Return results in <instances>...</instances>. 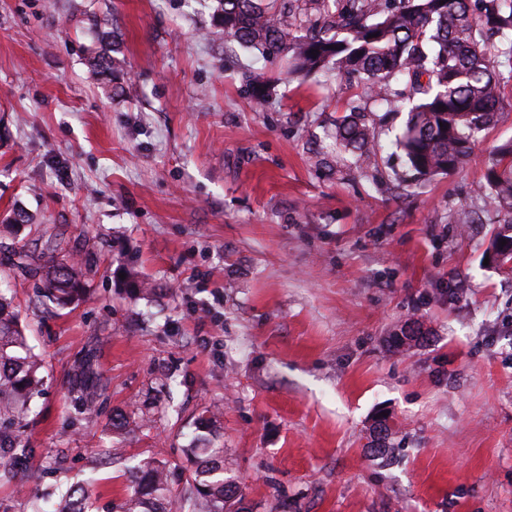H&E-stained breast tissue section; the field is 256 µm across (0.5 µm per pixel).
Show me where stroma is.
Returning a JSON list of instances; mask_svg holds the SVG:
<instances>
[{
  "mask_svg": "<svg viewBox=\"0 0 512 512\" xmlns=\"http://www.w3.org/2000/svg\"><path fill=\"white\" fill-rule=\"evenodd\" d=\"M215 6L0 0V261L47 231L93 266L66 308L40 276L4 282L43 385L21 432L33 478L0 465V512L79 484L112 512L129 467L180 471L197 436L248 512H512V271L484 262L490 214L451 221L480 210L512 89L463 167L416 180L392 145L406 113L224 42ZM354 107L382 145L367 170L330 138ZM412 328L425 342L395 348ZM87 352L90 419L69 387ZM119 413L138 428L113 433Z\"/></svg>",
  "mask_w": 512,
  "mask_h": 512,
  "instance_id": "35a3bbf8",
  "label": "stroma"
}]
</instances>
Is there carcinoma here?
Listing matches in <instances>:
<instances>
[{"label": "carcinoma", "instance_id": "cac0c4a2", "mask_svg": "<svg viewBox=\"0 0 512 512\" xmlns=\"http://www.w3.org/2000/svg\"><path fill=\"white\" fill-rule=\"evenodd\" d=\"M224 39L286 60L288 75L334 69L366 82L369 96L400 103L409 118L395 139L419 178L451 174L470 157L472 144L499 110L512 85V0H217ZM332 138L376 164L380 146L361 119L337 120ZM487 211L498 217L489 262L512 268V140L497 147L480 188ZM507 241L501 245V241ZM44 290L66 305L83 292L85 274L74 263L49 259ZM43 378L12 300L0 289V448L20 440L12 428L30 415ZM82 413H96L97 375L89 358L72 375ZM189 476L175 496L168 470L148 460L130 470L134 493L120 512H245L243 487L224 475V448L194 442ZM84 492L68 491L53 512H85Z\"/></svg>", "mask_w": 512, "mask_h": 512}]
</instances>
